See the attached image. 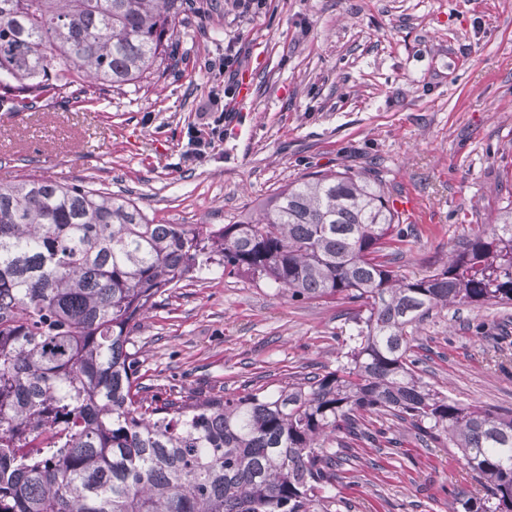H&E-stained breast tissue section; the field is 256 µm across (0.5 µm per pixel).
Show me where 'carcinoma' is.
I'll return each instance as SVG.
<instances>
[{"label": "carcinoma", "instance_id": "obj_1", "mask_svg": "<svg viewBox=\"0 0 512 512\" xmlns=\"http://www.w3.org/2000/svg\"><path fill=\"white\" fill-rule=\"evenodd\" d=\"M193 0H0V103L31 111L161 73ZM411 225L371 173L318 171L219 228L158 224L129 197L27 175L0 183V512H332L363 413L455 448L454 512H512V409L431 387L412 358L435 309L512 304V199L448 263L409 279ZM217 266L290 300L357 303L336 369L274 389L148 395L138 321Z\"/></svg>", "mask_w": 512, "mask_h": 512}]
</instances>
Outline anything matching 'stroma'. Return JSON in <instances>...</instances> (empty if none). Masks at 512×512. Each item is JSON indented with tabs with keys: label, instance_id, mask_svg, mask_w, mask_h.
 Listing matches in <instances>:
<instances>
[{
	"label": "stroma",
	"instance_id": "1",
	"mask_svg": "<svg viewBox=\"0 0 512 512\" xmlns=\"http://www.w3.org/2000/svg\"><path fill=\"white\" fill-rule=\"evenodd\" d=\"M196 3L204 11L180 28L178 65L157 80L0 110V181L39 172L125 195L162 224L220 227L303 175L372 169L390 196L424 204L425 222L391 249L409 277L496 222L512 189V0H268L248 13L233 0ZM232 40L250 98L205 160L181 163L215 85L206 63ZM357 310L203 274L159 296L131 340L155 392L230 393L335 369ZM418 337L426 382L512 409V305L434 312ZM363 421L379 438L354 443L336 512H449L471 481L454 449Z\"/></svg>",
	"mask_w": 512,
	"mask_h": 512
}]
</instances>
